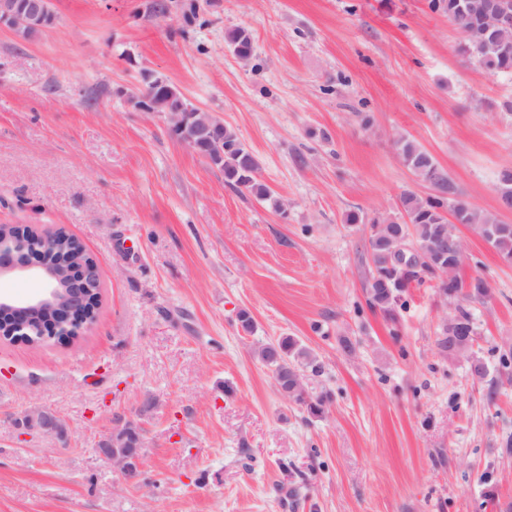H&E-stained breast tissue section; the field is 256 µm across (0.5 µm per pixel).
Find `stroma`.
I'll return each mask as SVG.
<instances>
[{
	"label": "stroma",
	"mask_w": 512,
	"mask_h": 512,
	"mask_svg": "<svg viewBox=\"0 0 512 512\" xmlns=\"http://www.w3.org/2000/svg\"><path fill=\"white\" fill-rule=\"evenodd\" d=\"M53 9L33 39L0 28V224L78 237L100 308L72 343L0 340V512H512V377L499 364L512 351V265L457 226L460 275L491 292L468 302L477 335L454 359L437 338L457 299L416 283L389 320L366 302L364 265L373 218L434 192L404 166L403 135L457 200L512 224L497 198L512 170V73L460 55L428 0ZM236 28L249 59L226 40ZM143 70L237 132L274 203L226 186L122 96ZM284 336L316 357L304 386L326 397L322 416L258 357ZM35 409L66 435L21 434ZM118 416L143 428L130 476L96 452Z\"/></svg>",
	"instance_id": "obj_1"
}]
</instances>
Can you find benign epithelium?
Masks as SVG:
<instances>
[{"label":"benign epithelium","mask_w":512,"mask_h":512,"mask_svg":"<svg viewBox=\"0 0 512 512\" xmlns=\"http://www.w3.org/2000/svg\"><path fill=\"white\" fill-rule=\"evenodd\" d=\"M55 22L51 0H0V27L6 26L21 40L32 32H41ZM127 99L140 103L143 112L166 117L172 131L194 151L213 134L218 123L213 113L193 105L166 78L151 71L141 74V82ZM52 240L42 237L41 244L31 246L24 240L0 234V280L30 277L44 284L32 297L20 298L0 293V315L10 322L9 334L30 345L40 346L54 340L73 341L90 326L85 311L101 288L96 263L76 258L62 275L45 263V254ZM62 308L66 315L50 328L40 325L35 313L41 309ZM58 416L47 410L27 414L21 427L28 435L48 436L56 428ZM133 419L118 417L112 431L99 441V454L104 462L121 473H130V462H140L143 449L133 442Z\"/></svg>","instance_id":"benign-epithelium-1"}]
</instances>
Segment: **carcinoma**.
Instances as JSON below:
<instances>
[{"label":"carcinoma","mask_w":512,"mask_h":512,"mask_svg":"<svg viewBox=\"0 0 512 512\" xmlns=\"http://www.w3.org/2000/svg\"><path fill=\"white\" fill-rule=\"evenodd\" d=\"M505 1L512 9V0H428L433 12L448 16L456 29L484 24L496 4ZM228 43L236 53L246 58L251 52V40L243 29H235L227 35ZM458 51L477 61L491 72H512V39L507 41L486 40L481 43L467 35H461ZM403 163L422 181L440 190L438 195L420 197L409 193L403 197L405 219L401 222L379 216L370 225L369 263L367 268V303L380 310L386 317L395 319L396 309L403 294L412 283H422L431 277V268L425 263L418 270L404 272L395 262L388 261L392 248L391 239L396 233L408 236L423 249L431 261H436L431 246L440 238L448 236V218L451 212L473 228L498 254L500 259L512 264V224L503 223L498 215L474 209L462 201H451L444 197L450 189V181L440 171L433 157L415 141L402 136L397 141ZM224 183L233 188H244L261 200L270 198L268 187L257 179L259 162L256 156L240 141L236 132L224 128ZM83 244L73 235L59 230L53 234V249L47 253V263L63 265L69 257L82 251ZM489 290L482 278L456 277L455 284L448 289V297L465 300L484 298ZM476 329L468 309L459 306L453 318L444 326L438 346L450 357L467 355L473 345ZM258 356L267 365L274 367V376L281 390L292 401L304 406L308 414L320 416L325 412L326 400L312 398L304 387L293 379L296 371L309 367L318 370L313 354L292 336H284L277 342L262 346Z\"/></svg>","instance_id":"cac0c4a2"}]
</instances>
